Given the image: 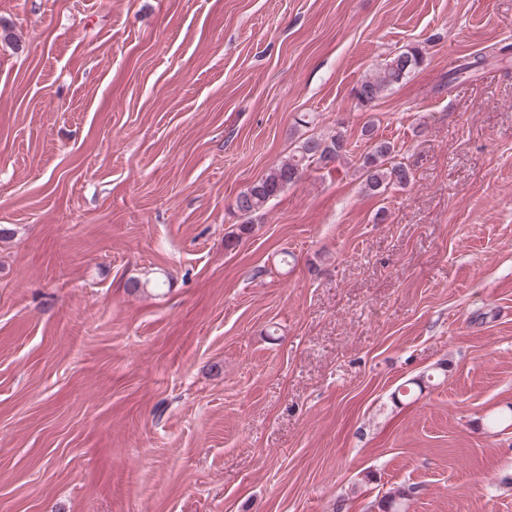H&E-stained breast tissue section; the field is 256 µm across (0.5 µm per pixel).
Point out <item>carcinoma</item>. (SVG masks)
Masks as SVG:
<instances>
[{
	"label": "carcinoma",
	"instance_id": "carcinoma-1",
	"mask_svg": "<svg viewBox=\"0 0 512 512\" xmlns=\"http://www.w3.org/2000/svg\"><path fill=\"white\" fill-rule=\"evenodd\" d=\"M425 59V49L412 47L389 58L375 73L363 77L353 88L357 103L367 108L376 102L391 87L402 83ZM484 64V56L464 57L448 72V83H455L464 76L477 71ZM347 153V142L338 132L329 138L308 137L295 152L280 164L271 168L265 176L253 183L239 198L236 205L243 216L236 236L240 237L252 229L255 217L262 215L269 202L278 197L288 186L294 184V176L314 165H328ZM365 190L380 194L391 187H406L411 181L410 169L396 160L395 147L388 141L378 142L371 151L363 155L358 166ZM413 487L389 489L379 507L384 512H404L405 504L413 495Z\"/></svg>",
	"mask_w": 512,
	"mask_h": 512
}]
</instances>
